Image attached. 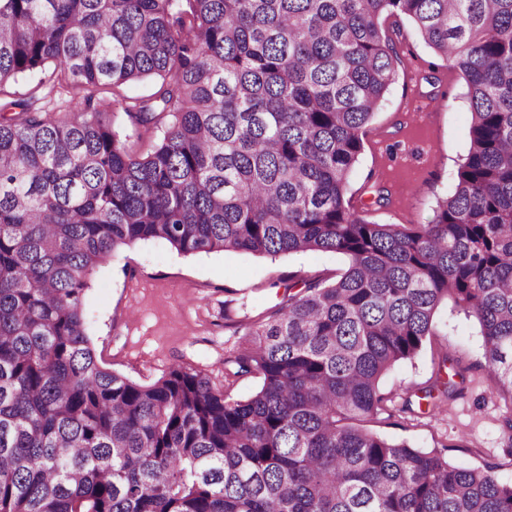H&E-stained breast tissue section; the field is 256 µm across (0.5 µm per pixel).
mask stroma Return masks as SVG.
I'll return each instance as SVG.
<instances>
[{
    "label": "stroma",
    "mask_w": 512,
    "mask_h": 512,
    "mask_svg": "<svg viewBox=\"0 0 512 512\" xmlns=\"http://www.w3.org/2000/svg\"><path fill=\"white\" fill-rule=\"evenodd\" d=\"M378 22L400 62L363 137L345 202L371 223L428 224L468 153L466 83L426 46L409 19L385 13ZM67 96L66 85L55 78L42 83L26 77L0 87L1 101L31 97L50 112ZM380 187L386 195L381 206L375 202ZM346 267L345 257L333 253L186 256L164 241L140 242L119 250L92 276L87 329L110 371L149 385L181 364L206 372L231 399L245 400L263 379L226 376L225 359L248 347L249 329L277 311L286 285L331 284ZM444 359L463 375L459 392L437 415L403 411L405 399L429 384ZM482 362L477 320L454 302L443 304L420 353L381 379L386 410L366 418L364 428L396 443L445 450L449 462L461 467L494 464L511 480L512 445L502 425L512 415V399L491 395Z\"/></svg>",
    "instance_id": "stroma-1"
}]
</instances>
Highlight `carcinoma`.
Here are the masks:
<instances>
[{"instance_id": "obj_1", "label": "carcinoma", "mask_w": 512, "mask_h": 512, "mask_svg": "<svg viewBox=\"0 0 512 512\" xmlns=\"http://www.w3.org/2000/svg\"><path fill=\"white\" fill-rule=\"evenodd\" d=\"M383 12L467 84L468 154L430 224L345 206L398 61ZM49 67L80 94L71 117L0 102V512H512L496 466L360 425L449 298L512 400V0H0V86ZM145 79L120 104L167 120L144 156L87 90ZM148 240L348 266L285 287L227 361L263 378L240 401L190 367L143 386L99 362L89 280ZM447 362L430 415L457 392Z\"/></svg>"}]
</instances>
